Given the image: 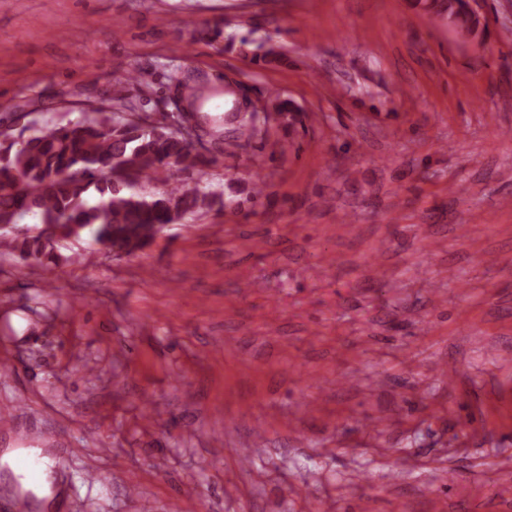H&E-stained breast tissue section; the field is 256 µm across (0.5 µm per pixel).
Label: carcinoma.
Returning a JSON list of instances; mask_svg holds the SVG:
<instances>
[{"label": "carcinoma", "instance_id": "carcinoma-1", "mask_svg": "<svg viewBox=\"0 0 512 512\" xmlns=\"http://www.w3.org/2000/svg\"><path fill=\"white\" fill-rule=\"evenodd\" d=\"M413 6L450 21L461 39L475 32L463 0H413ZM224 52L249 56L264 65L284 60L278 48L248 38L224 37ZM188 87L180 85V98L199 103L205 123L224 122V152L260 136L255 114L233 113L234 94L224 93L221 118L205 111L209 98L198 90L185 94ZM111 100V107L91 109L90 121L81 117L62 125L46 120L17 142L0 133V242L21 260L48 258L58 241L78 240L88 233L109 242L113 254H131L148 247L160 225L183 214L215 205L239 209L263 195L259 184L249 189L232 176L222 195L181 184L152 195L141 193V183L163 171H201L215 157L193 150L160 121L121 116L136 111L122 95L115 93ZM274 109L284 113L286 128L304 127L305 114L293 100L279 99ZM26 217L35 223L33 232L14 234L12 227Z\"/></svg>", "mask_w": 512, "mask_h": 512}]
</instances>
